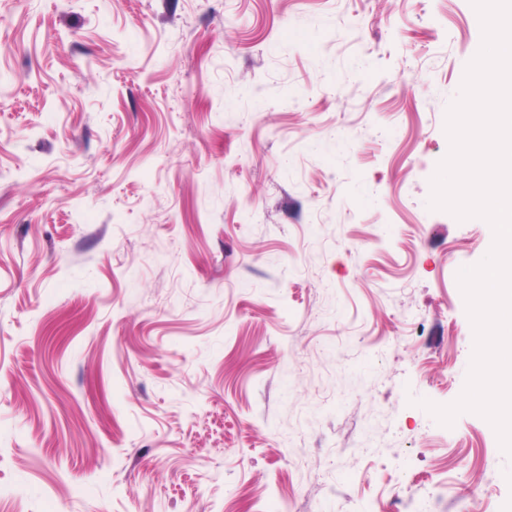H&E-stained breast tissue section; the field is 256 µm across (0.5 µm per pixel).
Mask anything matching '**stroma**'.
<instances>
[{
    "mask_svg": "<svg viewBox=\"0 0 512 512\" xmlns=\"http://www.w3.org/2000/svg\"><path fill=\"white\" fill-rule=\"evenodd\" d=\"M470 0H0V512H512L428 207Z\"/></svg>",
    "mask_w": 512,
    "mask_h": 512,
    "instance_id": "stroma-1",
    "label": "stroma"
}]
</instances>
